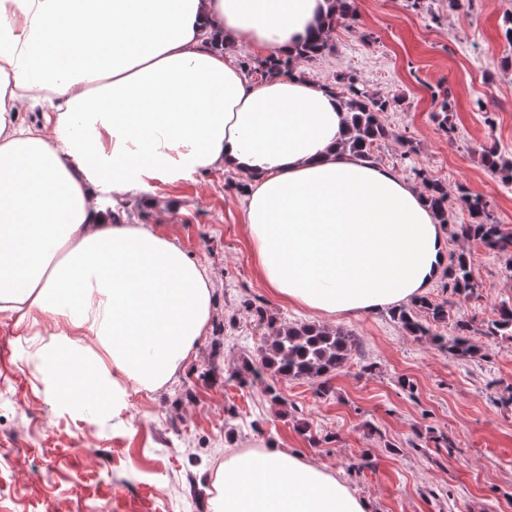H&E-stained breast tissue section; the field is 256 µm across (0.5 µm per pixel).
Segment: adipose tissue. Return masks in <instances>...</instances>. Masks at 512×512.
Masks as SVG:
<instances>
[{"instance_id":"ef3b65f1","label":"adipose tissue","mask_w":512,"mask_h":512,"mask_svg":"<svg viewBox=\"0 0 512 512\" xmlns=\"http://www.w3.org/2000/svg\"><path fill=\"white\" fill-rule=\"evenodd\" d=\"M331 0H0V313L43 344L52 394L153 391L211 319L206 271L100 204L215 168L249 179L263 285L325 318L425 295L447 235L424 193L344 152L346 111L305 79L248 82L225 45L288 55ZM96 51L100 64L85 65ZM44 105L42 122L28 109ZM208 512H370L333 471L258 444L227 456Z\"/></svg>"}]
</instances>
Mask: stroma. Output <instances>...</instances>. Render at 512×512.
Here are the masks:
<instances>
[{"label": "stroma", "mask_w": 512, "mask_h": 512, "mask_svg": "<svg viewBox=\"0 0 512 512\" xmlns=\"http://www.w3.org/2000/svg\"><path fill=\"white\" fill-rule=\"evenodd\" d=\"M355 5L356 18L332 33V51L298 65L302 78L325 87L346 75L391 98L383 119L394 137L378 164L411 182L424 169L453 201L482 195L512 232V187L480 158L490 143L512 158V46L500 31L512 0H473L456 11L448 0ZM443 94L444 128L432 118ZM243 196L241 176L212 170L157 184L153 205L125 201V222L154 225L206 270L212 320L224 326L160 389L129 391L119 407L53 396L37 349L54 322L28 336L0 314V512H206L225 454L260 439L335 471L371 512H512V341L482 334L512 299V251L448 241L449 253L470 255L476 288L438 331L449 337L454 320L471 321L481 357L438 350L383 310L336 318L359 347L329 396L269 373L243 389L225 372L260 360L269 330L255 308L280 322L317 320L261 284ZM269 386L280 402L270 401Z\"/></svg>", "instance_id": "stroma-1"}]
</instances>
